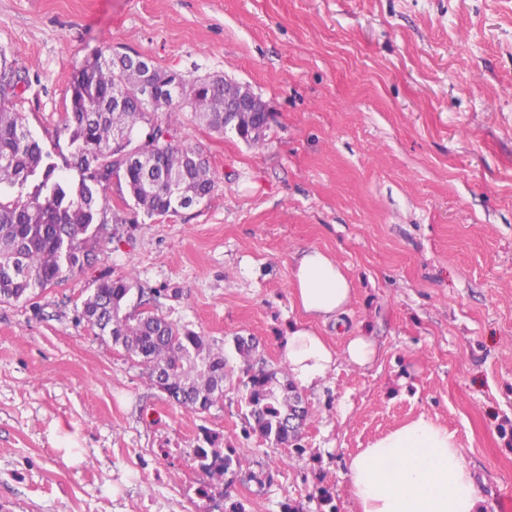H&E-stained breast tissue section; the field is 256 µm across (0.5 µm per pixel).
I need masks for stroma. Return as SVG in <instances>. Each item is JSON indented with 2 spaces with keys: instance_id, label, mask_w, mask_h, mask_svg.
Instances as JSON below:
<instances>
[{
  "instance_id": "stroma-1",
  "label": "stroma",
  "mask_w": 512,
  "mask_h": 512,
  "mask_svg": "<svg viewBox=\"0 0 512 512\" xmlns=\"http://www.w3.org/2000/svg\"><path fill=\"white\" fill-rule=\"evenodd\" d=\"M224 76L271 108L264 140L177 115L217 187L147 216L110 182L91 266L0 303V512H356L347 459L419 414L448 428L484 481L512 498V0H0L13 104L59 172L78 179L75 77L95 53ZM326 250L355 292L332 346L379 336L368 369L316 391L299 438L248 425L237 335L287 380L281 340L294 253ZM104 276L226 358L224 398L189 414L146 365L77 318ZM242 454L214 477L194 451ZM331 494L320 500V489Z\"/></svg>"
}]
</instances>
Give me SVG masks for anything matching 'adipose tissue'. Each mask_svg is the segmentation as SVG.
Masks as SVG:
<instances>
[{
  "label": "adipose tissue",
  "instance_id": "adipose-tissue-1",
  "mask_svg": "<svg viewBox=\"0 0 512 512\" xmlns=\"http://www.w3.org/2000/svg\"><path fill=\"white\" fill-rule=\"evenodd\" d=\"M293 299L303 317L282 340L288 375L299 387H321L341 366H372L379 340L364 332L347 337L342 349L327 344L317 324L341 323L354 288L344 267L317 248L298 251L292 268ZM357 512H485L487 497L453 434L419 415L375 439L346 462Z\"/></svg>",
  "mask_w": 512,
  "mask_h": 512
}]
</instances>
